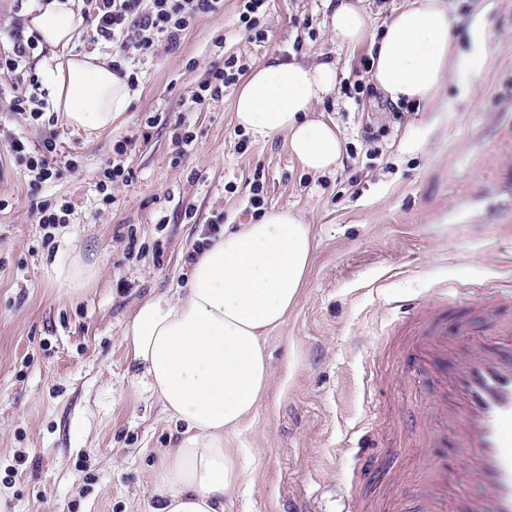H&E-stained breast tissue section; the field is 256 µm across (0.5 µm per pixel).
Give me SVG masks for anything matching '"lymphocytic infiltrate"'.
<instances>
[{
    "label": "lymphocytic infiltrate",
    "mask_w": 512,
    "mask_h": 512,
    "mask_svg": "<svg viewBox=\"0 0 512 512\" xmlns=\"http://www.w3.org/2000/svg\"><path fill=\"white\" fill-rule=\"evenodd\" d=\"M84 17L90 43L104 42L112 46V70L126 78L130 87L139 84V73L133 68V57L153 54L158 42L176 47L194 21L206 14L219 13L223 0H74ZM39 39L25 35L22 27L12 29L10 47H0V74H22L29 64ZM241 68L236 57H228L223 65L212 67L207 79L192 92L193 103L202 106L219 100L227 86L235 84ZM11 158L28 172L31 193H39L47 182L59 178L57 143L46 136L40 150H30L27 141L10 137Z\"/></svg>",
    "instance_id": "lymphocytic-infiltrate-1"
}]
</instances>
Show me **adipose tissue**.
<instances>
[{"mask_svg":"<svg viewBox=\"0 0 512 512\" xmlns=\"http://www.w3.org/2000/svg\"><path fill=\"white\" fill-rule=\"evenodd\" d=\"M325 26L349 49L368 45L373 85L396 106L436 101L451 64L456 20L445 0H413L373 34L361 0H327ZM30 28L49 46L41 66L47 109L74 129L99 131L128 111L132 92L100 51L74 53L85 21L71 0H35ZM335 60L274 52L245 76L233 100L237 125L286 135L305 170H335L344 141L315 112L336 94ZM315 250L312 227L285 207L223 230L201 250L183 287L140 303L129 323L130 389L157 403L177 430L151 481L150 512H224L252 480L254 458L232 438L271 382L267 338L297 305Z\"/></svg>","mask_w":512,"mask_h":512,"instance_id":"obj_1","label":"adipose tissue"}]
</instances>
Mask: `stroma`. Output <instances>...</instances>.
Masks as SVG:
<instances>
[{
	"mask_svg": "<svg viewBox=\"0 0 512 512\" xmlns=\"http://www.w3.org/2000/svg\"><path fill=\"white\" fill-rule=\"evenodd\" d=\"M459 23L455 52L474 53L473 21L488 33L480 77L456 71L436 104H387L366 68L368 46L340 47L324 26V0H268L256 41L240 0L199 17L176 48L142 65L129 111L93 135L55 123L59 163L76 160L44 197L69 202L52 238L34 216L9 135L38 145L45 131L10 111L21 78L0 74V512H148V487L174 429L158 405L127 385L124 339L133 311L183 284L186 261L216 217L245 224L264 204L287 205L311 224L316 250L295 309L268 339L271 384L237 445L252 449L253 481L227 512H376L395 499L407 456L353 472L371 429L421 404L400 391L396 355L407 304L491 284L512 295V0H447ZM324 55L347 65L328 115L345 150L335 172L304 170L285 136L261 138L235 122L233 88L194 105L192 90L234 56L252 67L270 50ZM479 83V94L469 90ZM184 123L195 141L179 149ZM135 143L122 157L115 144ZM120 160L126 182L112 203L96 190ZM136 248H129V241ZM100 275L73 291L56 277L69 251ZM378 384L366 388L372 366Z\"/></svg>",
	"mask_w": 512,
	"mask_h": 512,
	"instance_id": "35a3bbf8",
	"label": "stroma"
}]
</instances>
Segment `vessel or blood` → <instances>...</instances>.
<instances>
[{
  "instance_id": "vessel-or-blood-1",
  "label": "vessel or blood",
  "mask_w": 512,
  "mask_h": 512,
  "mask_svg": "<svg viewBox=\"0 0 512 512\" xmlns=\"http://www.w3.org/2000/svg\"><path fill=\"white\" fill-rule=\"evenodd\" d=\"M498 301L480 288L454 311L441 291L407 319L401 387L424 414L396 443L414 454L396 512H512V317L491 335L478 323ZM463 482L474 492L455 496Z\"/></svg>"
}]
</instances>
